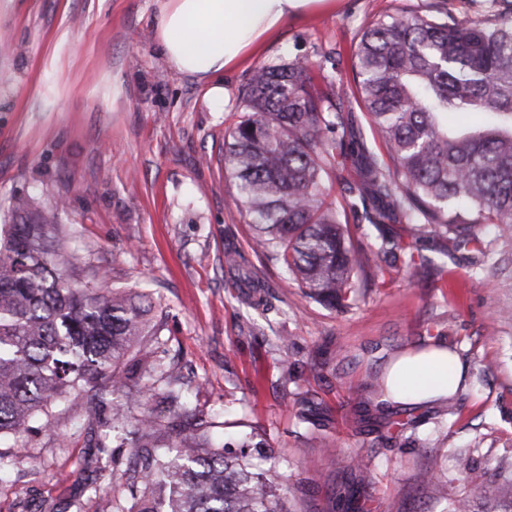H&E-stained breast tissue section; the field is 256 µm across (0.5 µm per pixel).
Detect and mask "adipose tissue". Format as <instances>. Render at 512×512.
Here are the masks:
<instances>
[{
	"mask_svg": "<svg viewBox=\"0 0 512 512\" xmlns=\"http://www.w3.org/2000/svg\"><path fill=\"white\" fill-rule=\"evenodd\" d=\"M320 0H165L156 39L170 67L208 86L210 102L224 103L222 76L258 47L289 17ZM463 365L445 344L401 356L390 367L387 384L394 401L437 403L461 385Z\"/></svg>",
	"mask_w": 512,
	"mask_h": 512,
	"instance_id": "ef3b65f1",
	"label": "adipose tissue"
}]
</instances>
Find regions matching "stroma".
<instances>
[{
    "mask_svg": "<svg viewBox=\"0 0 512 512\" xmlns=\"http://www.w3.org/2000/svg\"><path fill=\"white\" fill-rule=\"evenodd\" d=\"M436 2L455 18L476 16L486 0H328L289 18L260 51L224 73V108L207 87L174 72L156 40L159 0H0V203L16 193L46 202L65 194L61 216L69 253L105 272L108 282L151 291L164 329L159 347L178 356L189 392L204 411L234 401L224 440L259 423L269 455L309 505L326 512L357 453L373 479L361 512H441L414 473L432 466L460 491L489 499L503 448L512 445V231L485 252L466 247L441 271L400 274L339 312L284 287L280 266L255 256L224 178V134L241 114L240 93L254 68L307 58L313 92L330 91L332 69L346 70L352 45L371 20ZM239 249L266 284L267 310L255 331L251 310L224 267V247ZM293 337L294 380L269 379L252 391L250 361L276 356L274 337ZM447 343L465 363L452 403L401 405L416 427L360 431L351 404L400 355ZM312 391L313 422L299 419L296 395ZM456 414H448V406ZM108 407L94 405L81 424L59 412L53 425L31 423L19 439L0 441L10 456L0 482V512H23L27 500H76L97 512L95 490L120 480L112 442L97 427ZM336 463L320 466L321 450ZM474 449L488 473L466 485L455 453Z\"/></svg>",
    "mask_w": 512,
    "mask_h": 512,
    "instance_id": "35a3bbf8",
    "label": "stroma"
}]
</instances>
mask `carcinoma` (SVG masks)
<instances>
[{
    "instance_id": "1",
    "label": "carcinoma",
    "mask_w": 512,
    "mask_h": 512,
    "mask_svg": "<svg viewBox=\"0 0 512 512\" xmlns=\"http://www.w3.org/2000/svg\"><path fill=\"white\" fill-rule=\"evenodd\" d=\"M303 57L256 68L241 96L238 122L224 137V169L253 228V246L276 259L285 282L332 309H346L367 288L432 260L407 250L401 237L354 244L349 224H405L412 236L481 245L473 228L512 229V11L496 8L473 19L401 9L369 22L352 57L356 93L343 82L326 95L307 86ZM355 99L385 145L373 151L364 129L344 113ZM476 112L480 125L456 129L453 113ZM343 183V203L327 201L328 183ZM66 202L47 207L25 194L7 201L0 225V440L67 404L80 418L93 400L110 399L102 420L119 448L133 449L120 495H98L99 512H313L290 508L292 487L280 463L256 462L265 443L257 426L226 448L207 416L177 388L178 361L157 354L162 324L151 295L132 288L77 285L82 269L66 255ZM224 267L237 287L263 304L265 284L238 250L224 248ZM289 336L275 337L278 380L292 379ZM385 381L374 379L352 407L353 423L369 427L393 413ZM160 398L166 414L146 409ZM466 483L487 472L468 451L456 454ZM354 482L370 484V460L352 458ZM442 512H512V478L495 506L469 494L448 498V482L433 470L415 474Z\"/></svg>"
}]
</instances>
